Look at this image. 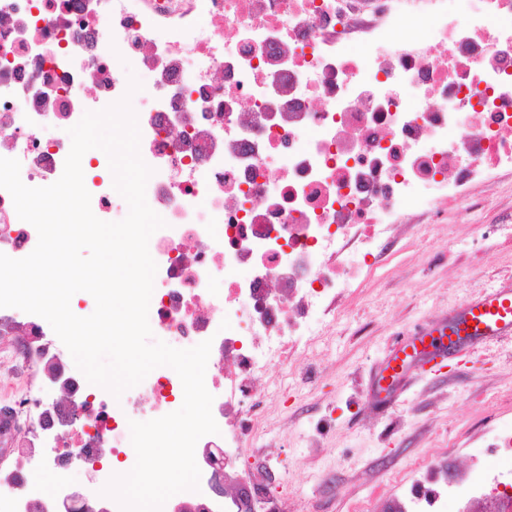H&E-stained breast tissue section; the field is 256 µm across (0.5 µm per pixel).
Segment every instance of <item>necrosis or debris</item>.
Segmentation results:
<instances>
[{
	"label": "necrosis or debris",
	"instance_id": "obj_1",
	"mask_svg": "<svg viewBox=\"0 0 512 512\" xmlns=\"http://www.w3.org/2000/svg\"><path fill=\"white\" fill-rule=\"evenodd\" d=\"M0 0V157L30 187L56 182L71 128L123 98L120 60L147 79L137 91L140 154L153 170L149 206L166 222L150 238L157 264L153 334L180 348L212 347L205 386L218 433L195 449L198 490L175 494L198 512H287V489L266 471L235 492H212L216 471L259 459L243 402L294 345L315 343L323 319L365 271L407 209L512 174V0ZM91 209L118 215L107 155L81 160ZM38 232L0 189V253L28 256ZM28 341L0 356L61 399L0 405V440L29 431L69 470L74 452H111L100 484L135 465L129 423L179 409L178 374L155 368L136 396L114 404L90 384L46 320L0 308ZM486 474L448 468L413 481L399 512H448L456 488ZM0 512H120L76 481L48 490L33 474L0 476ZM164 504L162 512H172Z\"/></svg>",
	"mask_w": 512,
	"mask_h": 512
}]
</instances>
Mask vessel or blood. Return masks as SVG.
Here are the masks:
<instances>
[{"label": "vessel or blood", "instance_id": "1", "mask_svg": "<svg viewBox=\"0 0 512 512\" xmlns=\"http://www.w3.org/2000/svg\"><path fill=\"white\" fill-rule=\"evenodd\" d=\"M512 342V289L496 288L454 309L448 321L420 330L389 353L374 384L379 403L392 402L418 363L447 359L466 347Z\"/></svg>", "mask_w": 512, "mask_h": 512}]
</instances>
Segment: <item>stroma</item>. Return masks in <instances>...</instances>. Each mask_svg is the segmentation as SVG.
Listing matches in <instances>:
<instances>
[{"instance_id": "1", "label": "stroma", "mask_w": 512, "mask_h": 512, "mask_svg": "<svg viewBox=\"0 0 512 512\" xmlns=\"http://www.w3.org/2000/svg\"><path fill=\"white\" fill-rule=\"evenodd\" d=\"M476 212L445 205L437 224L400 225L384 262L350 288L321 340L296 347L293 387L264 413L288 478V512H389L405 484L445 462L495 466L494 425L512 421V343L473 347L442 365H416L388 409L370 385L386 352L447 319L479 291L512 285V180L482 191Z\"/></svg>"}]
</instances>
